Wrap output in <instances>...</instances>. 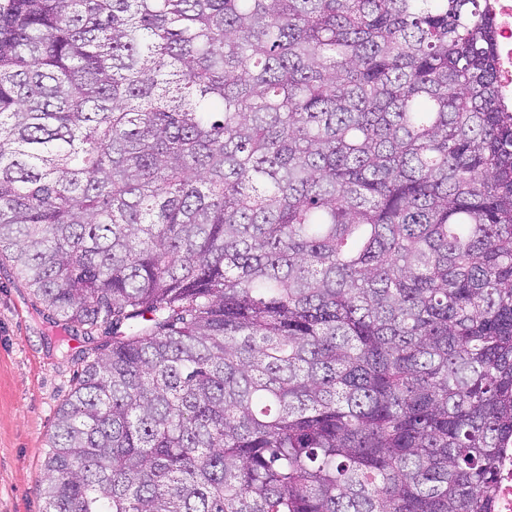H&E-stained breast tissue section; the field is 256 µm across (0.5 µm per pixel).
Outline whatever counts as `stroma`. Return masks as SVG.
<instances>
[{
	"mask_svg": "<svg viewBox=\"0 0 512 512\" xmlns=\"http://www.w3.org/2000/svg\"><path fill=\"white\" fill-rule=\"evenodd\" d=\"M111 329H63L11 262L0 261V512H43L38 486L58 408Z\"/></svg>",
	"mask_w": 512,
	"mask_h": 512,
	"instance_id": "1",
	"label": "stroma"
}]
</instances>
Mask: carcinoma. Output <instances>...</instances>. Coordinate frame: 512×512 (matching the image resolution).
<instances>
[{"instance_id": "cac0c4a2", "label": "carcinoma", "mask_w": 512, "mask_h": 512, "mask_svg": "<svg viewBox=\"0 0 512 512\" xmlns=\"http://www.w3.org/2000/svg\"><path fill=\"white\" fill-rule=\"evenodd\" d=\"M0 259L112 329L45 512H493L512 111L486 0H0Z\"/></svg>"}]
</instances>
